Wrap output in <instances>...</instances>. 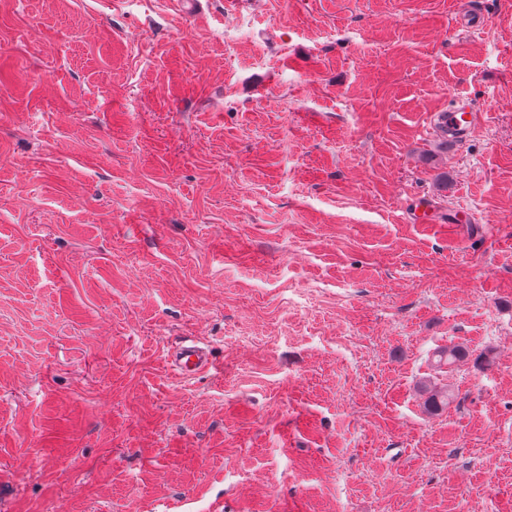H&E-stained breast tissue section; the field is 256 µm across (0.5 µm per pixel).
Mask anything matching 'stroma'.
Masks as SVG:
<instances>
[{"label":"stroma","mask_w":512,"mask_h":512,"mask_svg":"<svg viewBox=\"0 0 512 512\" xmlns=\"http://www.w3.org/2000/svg\"><path fill=\"white\" fill-rule=\"evenodd\" d=\"M474 7L0 0V512H512V0ZM479 112L463 95L454 97L448 110L437 114L438 132L446 135L448 144L461 146L473 134L478 123ZM166 363L174 373L190 379L209 370L214 362L205 348L192 341L191 344H181L168 353Z\"/></svg>","instance_id":"stroma-1"}]
</instances>
